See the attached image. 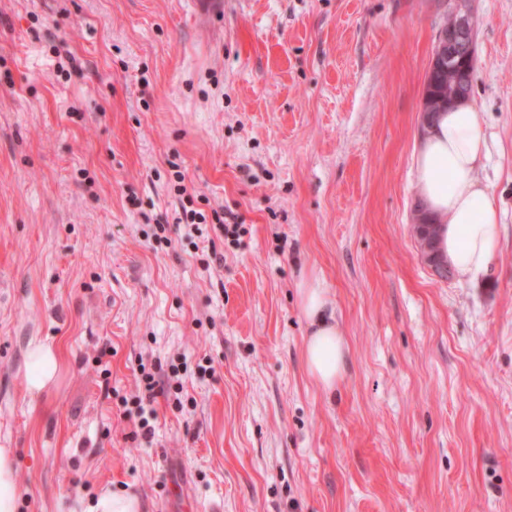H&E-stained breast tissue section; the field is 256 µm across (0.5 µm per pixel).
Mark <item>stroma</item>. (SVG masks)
Returning a JSON list of instances; mask_svg holds the SVG:
<instances>
[{
  "label": "stroma",
  "instance_id": "obj_1",
  "mask_svg": "<svg viewBox=\"0 0 512 512\" xmlns=\"http://www.w3.org/2000/svg\"><path fill=\"white\" fill-rule=\"evenodd\" d=\"M463 8L501 211L469 282L435 275L412 229L448 0H223L205 20L190 0H0L19 512L106 490L140 512H512V0ZM308 273L348 340L332 392L303 363ZM35 337L62 365L33 399Z\"/></svg>",
  "mask_w": 512,
  "mask_h": 512
}]
</instances>
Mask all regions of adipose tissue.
Here are the masks:
<instances>
[{
  "label": "adipose tissue",
  "instance_id": "ef3b65f1",
  "mask_svg": "<svg viewBox=\"0 0 512 512\" xmlns=\"http://www.w3.org/2000/svg\"><path fill=\"white\" fill-rule=\"evenodd\" d=\"M485 146L476 112L469 104L458 103L433 113L415 157L417 192L426 213L441 226L439 252L463 280L488 270L500 238L496 198L476 175ZM300 300L310 328L304 350L306 369L329 392L343 376L347 341L330 310L327 290L317 278L303 277ZM59 366L54 343L31 341L26 355L29 394L45 390Z\"/></svg>",
  "mask_w": 512,
  "mask_h": 512
}]
</instances>
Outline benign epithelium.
<instances>
[{
    "label": "benign epithelium",
    "instance_id": "1",
    "mask_svg": "<svg viewBox=\"0 0 512 512\" xmlns=\"http://www.w3.org/2000/svg\"><path fill=\"white\" fill-rule=\"evenodd\" d=\"M451 23L443 26L436 39L429 71L446 68L454 75L455 89L441 97L433 98L423 104V124H428L432 112L462 100L468 83L467 70L460 66L463 61L473 62L475 56L473 26L469 16L462 12L461 0H452ZM426 261L434 271L443 272L447 262L440 258L437 244L433 241L425 244Z\"/></svg>",
    "mask_w": 512,
    "mask_h": 512
}]
</instances>
